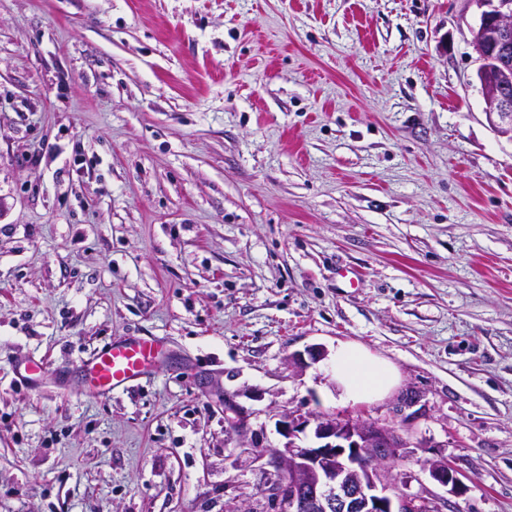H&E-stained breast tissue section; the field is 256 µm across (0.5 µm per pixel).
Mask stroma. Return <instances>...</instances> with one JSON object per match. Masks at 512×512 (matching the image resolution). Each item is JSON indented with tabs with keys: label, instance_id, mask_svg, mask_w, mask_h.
I'll return each mask as SVG.
<instances>
[{
	"label": "stroma",
	"instance_id": "obj_1",
	"mask_svg": "<svg viewBox=\"0 0 512 512\" xmlns=\"http://www.w3.org/2000/svg\"><path fill=\"white\" fill-rule=\"evenodd\" d=\"M473 0H0V512H245L285 412L358 341L425 409L400 491L512 512V142L484 113ZM153 379L13 381L113 338ZM13 380L30 386H40L46 377V365L34 358L16 359L12 364ZM224 409L231 422L237 426L236 434L240 439L245 438L248 433V417L249 414L242 407H240L232 396L226 395L224 398ZM231 414L232 416H229ZM422 463L430 477L445 488L448 495L461 496L465 492L466 486L459 478L457 469L448 464L447 458L426 459Z\"/></svg>",
	"mask_w": 512,
	"mask_h": 512
}]
</instances>
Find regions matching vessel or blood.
<instances>
[{
    "label": "vessel or blood",
    "instance_id": "1",
    "mask_svg": "<svg viewBox=\"0 0 512 512\" xmlns=\"http://www.w3.org/2000/svg\"><path fill=\"white\" fill-rule=\"evenodd\" d=\"M165 357V344L156 336H121L68 366L47 370L43 361L17 359L12 364L13 378L31 386L52 378L61 387L80 382L98 396L138 385L154 377Z\"/></svg>",
    "mask_w": 512,
    "mask_h": 512
}]
</instances>
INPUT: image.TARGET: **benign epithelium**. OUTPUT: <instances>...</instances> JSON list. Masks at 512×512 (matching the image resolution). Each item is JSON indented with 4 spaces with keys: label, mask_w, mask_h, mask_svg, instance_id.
Listing matches in <instances>:
<instances>
[{
    "label": "benign epithelium",
    "mask_w": 512,
    "mask_h": 512,
    "mask_svg": "<svg viewBox=\"0 0 512 512\" xmlns=\"http://www.w3.org/2000/svg\"><path fill=\"white\" fill-rule=\"evenodd\" d=\"M482 8L480 24L471 30L472 44L481 66L477 78L485 114L494 131L512 139V0H473ZM420 402L408 390L397 398L394 415L408 424L416 413L405 414ZM225 413L248 433L249 414L232 396L224 398ZM314 426L316 445L297 443ZM286 439L281 448L250 443L261 474L260 495L285 506L286 512H446L449 497L460 496L466 486L448 459H426L423 468L445 488L447 496L411 495L398 490L389 473L411 457L410 442L392 426L373 420L288 413L278 423Z\"/></svg>",
    "instance_id": "benign-epithelium-1"
}]
</instances>
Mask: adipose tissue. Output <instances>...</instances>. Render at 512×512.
Wrapping results in <instances>:
<instances>
[{"label": "adipose tissue", "instance_id": "ef3b65f1", "mask_svg": "<svg viewBox=\"0 0 512 512\" xmlns=\"http://www.w3.org/2000/svg\"><path fill=\"white\" fill-rule=\"evenodd\" d=\"M328 372L339 401L344 403L384 399L400 383V373L391 361L355 341L337 342L329 356Z\"/></svg>", "mask_w": 512, "mask_h": 512}]
</instances>
